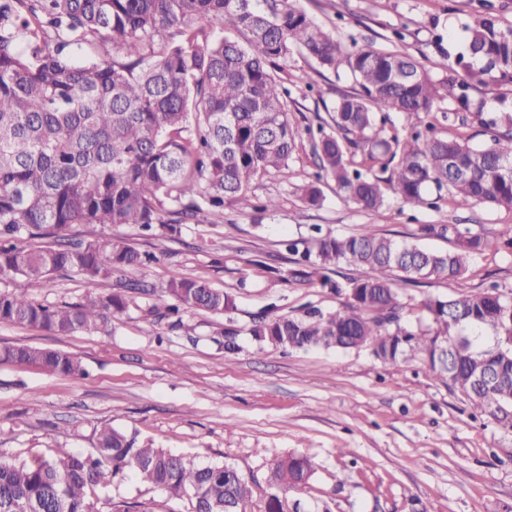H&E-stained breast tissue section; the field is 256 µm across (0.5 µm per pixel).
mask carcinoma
<instances>
[{
  "label": "carcinoma",
  "mask_w": 512,
  "mask_h": 512,
  "mask_svg": "<svg viewBox=\"0 0 512 512\" xmlns=\"http://www.w3.org/2000/svg\"><path fill=\"white\" fill-rule=\"evenodd\" d=\"M232 27L244 42L224 36ZM296 52L320 67L346 64L359 90L336 101L329 133L310 146L317 172L299 187L310 206L330 178L341 198L377 216L388 199L432 205L445 189L461 208L488 204L512 210V108L483 117L470 96L477 85L512 84V27L486 13L468 28L456 71L448 54L423 65L401 52L371 47L348 52L299 8L296 0H0V278L22 276L33 287L52 274L75 272L85 300L64 307L0 292V321L55 336L112 334L114 320L146 285L104 293L102 282L149 256L122 241L69 242L75 225H153L170 235L181 224L214 223L224 204L273 210L253 202V181L290 178L297 149L288 89L280 73ZM444 71L436 80L431 71ZM448 98L491 130L490 144L472 147L425 130L403 133L378 124V113L428 115ZM367 166L357 168L356 156ZM57 245L27 244L35 232ZM426 239L452 242L430 250ZM512 248V225L490 234L455 224H421L396 239L368 224L363 232L316 238L289 278L316 279L347 295L334 312L258 318L259 344L291 349L367 350L381 363L419 358L474 409L512 429V292L493 285L423 303L428 322L403 321L398 285L456 282L472 256L494 245ZM346 261L362 270L347 284L330 273ZM176 301L163 317L222 315L234 298L198 277L172 276L162 289ZM0 358L48 374L81 372L69 353L30 345L0 349ZM126 468L170 498L188 497L192 512H247L255 478L228 464L196 465L162 448H140L125 431L101 427L94 451L59 450L53 459L0 461V512H94L91 496ZM310 459L274 460L265 474L263 512H288V494L306 491Z\"/></svg>",
  "instance_id": "cac0c4a2"
}]
</instances>
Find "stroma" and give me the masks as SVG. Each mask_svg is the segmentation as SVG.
<instances>
[{
  "mask_svg": "<svg viewBox=\"0 0 512 512\" xmlns=\"http://www.w3.org/2000/svg\"><path fill=\"white\" fill-rule=\"evenodd\" d=\"M300 7L346 50L364 46L399 51L427 63L436 43L462 51L467 23L479 0H299ZM289 118L302 137L282 183L267 175L254 183V200L273 197L266 212L224 208L215 224H184L175 238L145 235L138 225L77 227L79 238L122 240L151 253L147 266L116 274L110 287L129 280L162 285L184 275L207 280L236 299L229 316L186 313L181 329L161 332L155 309L161 293L139 294L111 335L54 336L0 322V348L10 345L62 350L76 356L85 376L49 375L33 365L0 361V459H50L58 449L90 453L104 425L134 435L137 446L164 448L200 465L230 464L263 477L276 457L305 454L315 468L300 512H512V430L475 410L445 379L420 361L381 364L368 351L281 349L258 345L248 329L265 313L299 315L313 305L341 307L320 284L288 278V242L309 247L311 225L338 234L366 224L395 238L421 224H455L493 231L512 224V210L484 204L455 206L442 196L435 207L390 203L372 218L343 201L333 181L322 182L320 206L304 204L297 186L315 171L306 127H331L339 97L356 85L346 68L322 69L294 54L287 66ZM454 102H438L431 115L441 135L472 146L490 136L475 122H460ZM512 289V253L490 248L475 255L467 276L401 285L409 321L432 296L475 292L491 283ZM0 291L49 305L76 303L86 288L76 274L54 275L42 287L14 276ZM236 332L226 352L224 329ZM134 503L142 512H192L189 499H171L133 471L108 480L96 512Z\"/></svg>",
  "mask_w": 512,
  "mask_h": 512,
  "instance_id": "1",
  "label": "stroma"
}]
</instances>
